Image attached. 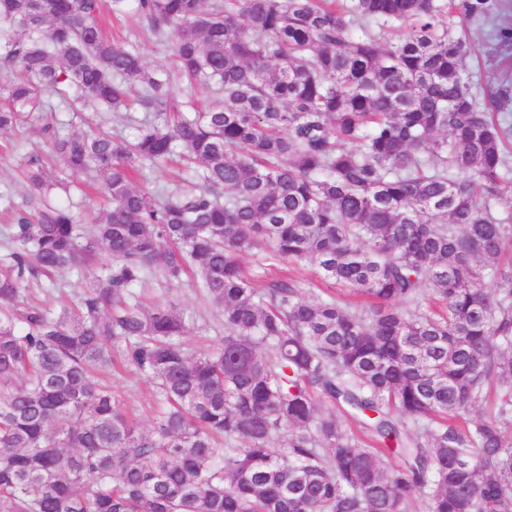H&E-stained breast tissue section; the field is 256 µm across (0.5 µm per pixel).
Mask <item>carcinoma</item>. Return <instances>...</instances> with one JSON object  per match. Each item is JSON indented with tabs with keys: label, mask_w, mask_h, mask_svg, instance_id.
<instances>
[{
	"label": "carcinoma",
	"mask_w": 512,
	"mask_h": 512,
	"mask_svg": "<svg viewBox=\"0 0 512 512\" xmlns=\"http://www.w3.org/2000/svg\"><path fill=\"white\" fill-rule=\"evenodd\" d=\"M131 1L168 66L105 36ZM47 3L0 0V135L43 115L62 164L26 160L0 258V512H512V113L477 102L448 22L488 0ZM195 87L217 99L185 114ZM71 97L136 136H59ZM175 159L184 183L138 185ZM89 181L109 206L85 233L50 194ZM248 253L368 305L260 290ZM98 255L79 303L28 300ZM189 270L224 325L208 351L134 292ZM118 365L155 381L147 428L94 378ZM289 274L301 282V286L306 289L305 291H308L309 288H314L318 289L315 290V293H320L319 289L333 288V285L329 282L322 280L316 267L309 263L296 266L291 265Z\"/></svg>",
	"instance_id": "1"
}]
</instances>
